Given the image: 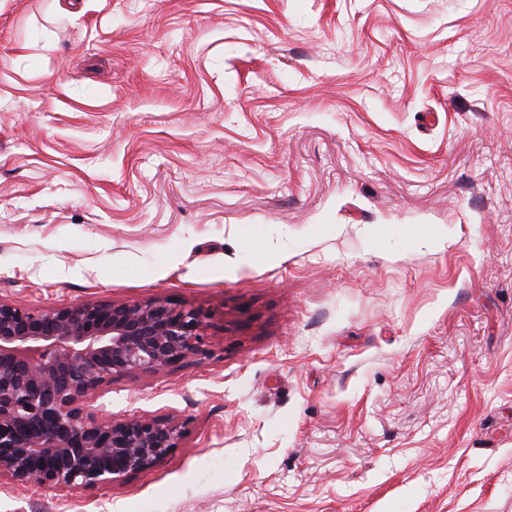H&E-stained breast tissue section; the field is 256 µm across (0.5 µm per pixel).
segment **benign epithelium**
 <instances>
[{"mask_svg": "<svg viewBox=\"0 0 512 512\" xmlns=\"http://www.w3.org/2000/svg\"><path fill=\"white\" fill-rule=\"evenodd\" d=\"M207 328L206 312L165 297L44 309L0 299V480L89 492L165 462L187 422L117 419L92 400L117 379L210 357Z\"/></svg>", "mask_w": 512, "mask_h": 512, "instance_id": "1", "label": "benign epithelium"}]
</instances>
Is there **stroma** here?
I'll list each match as a JSON object with an SVG mask.
<instances>
[{
	"label": "stroma",
	"mask_w": 512,
	"mask_h": 512,
	"mask_svg": "<svg viewBox=\"0 0 512 512\" xmlns=\"http://www.w3.org/2000/svg\"><path fill=\"white\" fill-rule=\"evenodd\" d=\"M163 296V464L0 512H512V0H0V299Z\"/></svg>",
	"instance_id": "obj_1"
}]
</instances>
